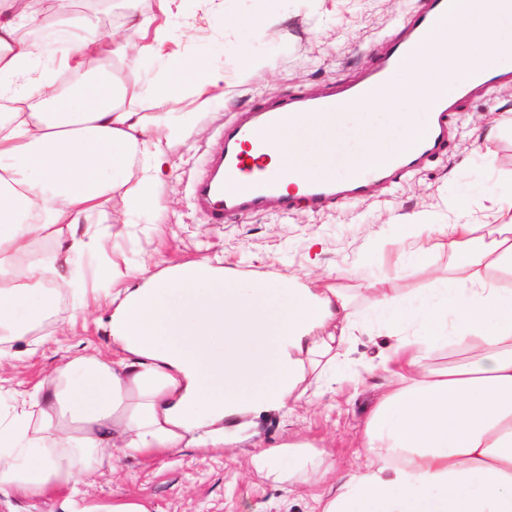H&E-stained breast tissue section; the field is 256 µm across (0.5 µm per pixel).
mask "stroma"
Listing matches in <instances>:
<instances>
[{
    "instance_id": "35a3bbf8",
    "label": "stroma",
    "mask_w": 512,
    "mask_h": 512,
    "mask_svg": "<svg viewBox=\"0 0 512 512\" xmlns=\"http://www.w3.org/2000/svg\"><path fill=\"white\" fill-rule=\"evenodd\" d=\"M419 0H175L174 47L187 60L207 58L224 70L210 103L198 105L182 86L163 109L188 120L186 136L170 159L160 187L167 210L160 220L126 219L114 194L89 219L100 233L97 260L125 269L150 259L153 271L188 261H218L225 269L295 276L313 286L340 285L360 324L336 362V382L309 374L307 392L294 412H269L254 422L225 421L220 448H181L155 458L117 457L111 467L82 476L81 498L111 504L145 500L151 512H312V494L332 480L307 486L274 481L252 465L253 455L285 443L307 446L320 469L343 475L363 452L365 423L375 399L391 382L382 361L393 339L378 326L369 281L388 272L400 294L431 287L448 262L439 254L396 263L402 225L420 213L430 223L451 224L466 215L485 221L487 190L512 199V86L467 101L454 118L450 149L393 184L373 186L360 199L321 210L304 205L275 208L213 224L198 210L192 186L217 132L257 103L297 89L317 90L372 67L398 34ZM260 13L267 22L251 33L235 19ZM260 53L267 64L248 67ZM489 152H482V145ZM0 359V410L14 395L40 386L78 353L115 359L120 352L108 330V311L98 302L75 307L65 293L53 320L25 339L7 343Z\"/></svg>"
}]
</instances>
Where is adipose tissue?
I'll return each mask as SVG.
<instances>
[{"label": "adipose tissue", "mask_w": 512, "mask_h": 512, "mask_svg": "<svg viewBox=\"0 0 512 512\" xmlns=\"http://www.w3.org/2000/svg\"><path fill=\"white\" fill-rule=\"evenodd\" d=\"M172 0L155 14H126L120 32L99 35L92 16L62 20L77 31L58 68L80 75L70 93L36 72L20 30L37 23L26 0H0V343L39 329L55 311L69 270L100 247L80 230L122 192L129 215H160L159 192L185 125L150 111L155 90L142 74L162 63L165 81L204 96L224 81L203 61L170 49ZM489 224H432L417 216L396 241L398 257L448 255L446 275L401 295L388 276L370 283L379 323L395 336L393 387L372 407L364 462L336 480L319 512H512V218L489 196ZM110 284L109 334L119 360L75 356L21 406L0 414V496L66 491L65 512H150L138 499L78 507L79 474L114 454L163 455L224 444L226 419L287 410L306 392L311 369L328 368L358 329L344 289L295 277L229 278L210 261L125 275ZM446 367L429 361L440 347ZM316 467L296 446L253 458L275 481Z\"/></svg>", "instance_id": "obj_1"}]
</instances>
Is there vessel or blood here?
I'll use <instances>...</instances> for the list:
<instances>
[{
	"label": "vessel or blood",
	"mask_w": 512,
	"mask_h": 512,
	"mask_svg": "<svg viewBox=\"0 0 512 512\" xmlns=\"http://www.w3.org/2000/svg\"><path fill=\"white\" fill-rule=\"evenodd\" d=\"M454 9L455 0H423L399 38L379 55L372 68L315 93L305 90L265 102L227 123L217 135L206 173L194 184L196 205L214 224L271 203L290 210L301 201L321 209L360 198L373 184L416 170L425 159L442 153L450 144L459 105L489 89L511 85L512 68L485 67L463 79L449 94L428 100L418 114L421 131L416 143L410 149L391 152L380 163L362 166L342 178L325 170H295L292 177L301 188L297 195L284 189L282 170L270 165L272 155L301 120L320 123L332 119L398 82L405 61L425 51L427 36L436 22Z\"/></svg>",
	"instance_id": "vessel-or-blood-1"
}]
</instances>
